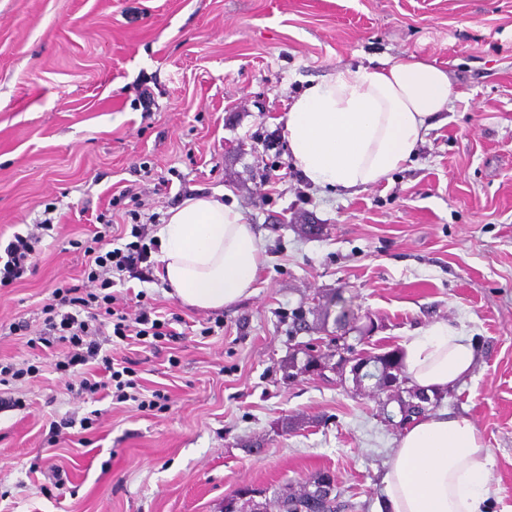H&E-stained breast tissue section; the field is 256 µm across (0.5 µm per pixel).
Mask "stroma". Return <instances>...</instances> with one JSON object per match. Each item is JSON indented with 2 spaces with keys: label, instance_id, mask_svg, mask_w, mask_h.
I'll return each instance as SVG.
<instances>
[{
  "label": "stroma",
  "instance_id": "1",
  "mask_svg": "<svg viewBox=\"0 0 512 512\" xmlns=\"http://www.w3.org/2000/svg\"><path fill=\"white\" fill-rule=\"evenodd\" d=\"M410 54L459 96L380 182L311 187L285 154L291 97ZM217 193L264 241L253 295L188 307L152 249L116 289L177 318L176 336L109 343L140 402L74 398L42 308L86 282L97 218L127 244ZM47 217L31 270L0 288V367L36 368L0 384V512H219L320 471L345 512H376L399 428L377 394L288 374L293 312L338 292L373 353L436 322L473 336L440 408L475 424L489 512H512V0H0V241Z\"/></svg>",
  "mask_w": 512,
  "mask_h": 512
}]
</instances>
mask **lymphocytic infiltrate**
Here are the masks:
<instances>
[{"label":"lymphocytic infiltrate","mask_w":512,"mask_h":512,"mask_svg":"<svg viewBox=\"0 0 512 512\" xmlns=\"http://www.w3.org/2000/svg\"><path fill=\"white\" fill-rule=\"evenodd\" d=\"M52 228L51 221L44 220L26 233L14 234L1 251L5 260L0 263V288L8 287L23 276L44 233ZM149 232L148 225H139L134 232L135 242L106 251L101 248L103 234H96L95 268L88 273L86 283L56 288L51 302L42 309L47 326L56 331L60 342L67 346L61 368L84 366L88 369L75 388V395H95L108 390L112 382L122 376L121 371L115 369L111 356L102 351L100 337L104 331H112L113 335L127 340L147 336L160 338L175 333L170 319L151 316L149 311L127 317L117 308V297L111 292L113 276L146 260L148 251L144 240ZM107 316L114 318L113 327H105L103 319Z\"/></svg>","instance_id":"f902f5d3"}]
</instances>
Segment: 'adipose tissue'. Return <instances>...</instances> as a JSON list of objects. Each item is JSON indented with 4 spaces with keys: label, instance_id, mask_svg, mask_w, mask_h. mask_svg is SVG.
Returning a JSON list of instances; mask_svg holds the SVG:
<instances>
[{
    "label": "adipose tissue",
    "instance_id": "adipose-tissue-1",
    "mask_svg": "<svg viewBox=\"0 0 512 512\" xmlns=\"http://www.w3.org/2000/svg\"><path fill=\"white\" fill-rule=\"evenodd\" d=\"M452 94L446 69L412 55L336 71L289 103L286 155L315 187L377 183L409 159ZM158 237L159 276L183 303L216 311L252 294L263 243L236 204L188 198ZM400 355L409 386L430 396L468 376L476 359L471 337L442 322L403 342ZM491 464L470 419L427 414L404 429L385 464L380 512H484Z\"/></svg>",
    "mask_w": 512,
    "mask_h": 512
}]
</instances>
